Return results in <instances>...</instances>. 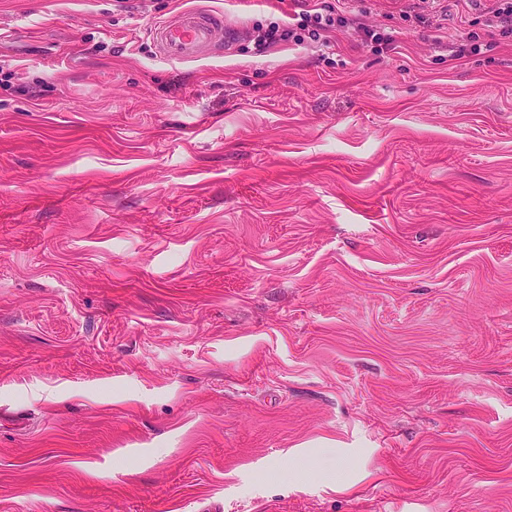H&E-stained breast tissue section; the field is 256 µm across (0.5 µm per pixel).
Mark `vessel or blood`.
Here are the masks:
<instances>
[{
  "instance_id": "vessel-or-blood-1",
  "label": "vessel or blood",
  "mask_w": 512,
  "mask_h": 512,
  "mask_svg": "<svg viewBox=\"0 0 512 512\" xmlns=\"http://www.w3.org/2000/svg\"><path fill=\"white\" fill-rule=\"evenodd\" d=\"M243 27L223 13L187 9L178 19L156 26L152 38L159 53L173 62H190L216 53L220 44H233Z\"/></svg>"
}]
</instances>
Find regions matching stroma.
<instances>
[{"instance_id":"1","label":"stroma","mask_w":512,"mask_h":512,"mask_svg":"<svg viewBox=\"0 0 512 512\" xmlns=\"http://www.w3.org/2000/svg\"><path fill=\"white\" fill-rule=\"evenodd\" d=\"M353 8L0 0V512H512V37ZM300 1L301 11L294 14L292 20L295 23L288 25L273 26L264 37V43L258 46L262 47L267 42L280 43L289 42L290 39L301 41L297 35V30L307 31L310 38L319 41L329 37L336 31V25L344 24L348 20L346 7L352 0H295ZM244 34V28L224 13L197 9H186L178 19L151 30L159 53L173 62H190L212 56L222 43L232 45ZM217 35L220 36L218 42Z\"/></svg>"}]
</instances>
